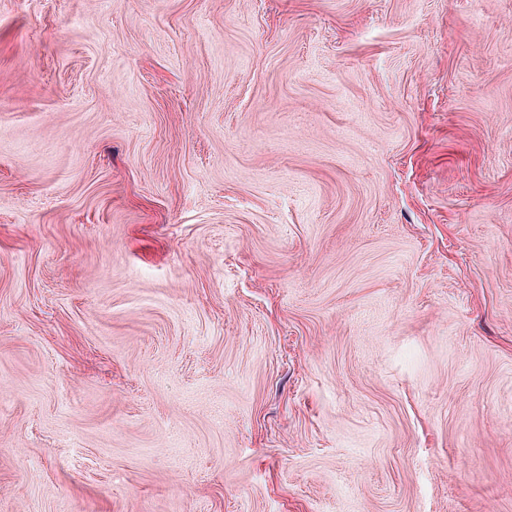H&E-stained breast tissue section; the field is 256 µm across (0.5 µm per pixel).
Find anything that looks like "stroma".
<instances>
[{"label":"stroma","mask_w":512,"mask_h":512,"mask_svg":"<svg viewBox=\"0 0 512 512\" xmlns=\"http://www.w3.org/2000/svg\"><path fill=\"white\" fill-rule=\"evenodd\" d=\"M0 512H512V0H0Z\"/></svg>","instance_id":"1"}]
</instances>
